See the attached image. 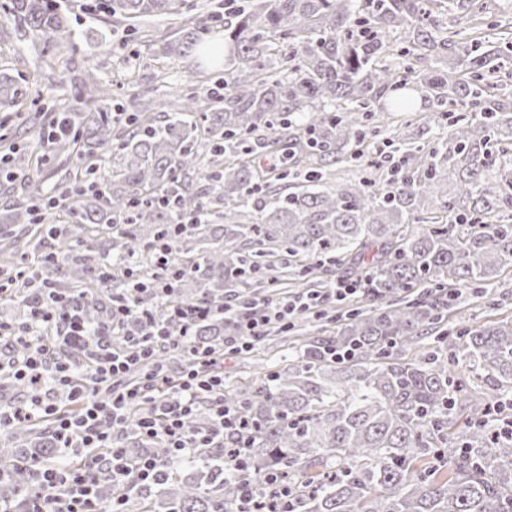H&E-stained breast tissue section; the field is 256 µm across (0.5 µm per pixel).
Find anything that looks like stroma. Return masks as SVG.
Returning a JSON list of instances; mask_svg holds the SVG:
<instances>
[{
  "instance_id": "35a3bbf8",
  "label": "stroma",
  "mask_w": 512,
  "mask_h": 512,
  "mask_svg": "<svg viewBox=\"0 0 512 512\" xmlns=\"http://www.w3.org/2000/svg\"><path fill=\"white\" fill-rule=\"evenodd\" d=\"M71 25L87 31V38L75 41L67 54L79 66L96 71L102 83V104L108 111L130 104L132 91L162 98L168 87L189 91L197 86H216L223 77L222 69L206 64L196 55L170 57L163 55L165 38L175 35L183 20L212 16L210 40L223 42L224 21L234 8V0H182L180 12L171 17L147 18L137 22L116 21L104 0H68ZM17 22L10 14L0 11V69L12 75L27 90L26 97L11 106H0V152L8 146L28 148L39 130L48 128L60 96L59 84L67 80L63 65L44 66L38 59L39 43L17 38ZM382 113L372 114L370 126L380 128L374 150L364 158L331 167L324 177L330 185L345 184L369 175L385 178V168L378 162L389 153V130L382 127ZM500 306L489 308L484 299L469 297L464 321H450L449 334L461 327L482 325L512 316V267H506L493 286ZM334 335L335 327L308 318L289 331L287 341L274 345L261 341L253 347L248 365L236 359L224 364L226 386L230 389L253 385L259 370L275 372L296 363L299 348L314 335Z\"/></svg>"
}]
</instances>
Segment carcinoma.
Returning a JSON list of instances; mask_svg holds the SVG:
<instances>
[{
    "label": "carcinoma",
    "instance_id": "cac0c4a2",
    "mask_svg": "<svg viewBox=\"0 0 512 512\" xmlns=\"http://www.w3.org/2000/svg\"><path fill=\"white\" fill-rule=\"evenodd\" d=\"M439 0H247L224 24V80L229 88H199L167 103L155 119L150 100L133 96L139 116L115 117L99 106V77L90 68L77 94L57 107L75 134L53 138L51 156L75 159L50 187L36 183L14 195L16 177L31 172L32 153L5 154L0 192L9 198L0 222V271L10 276L25 246L54 240L56 213L67 229L54 274L62 290L83 298L91 322L100 297L152 300L138 283L154 279V258L130 278L119 268L173 233L184 216L196 220L173 238L172 259L187 268L179 288L219 302L226 292L276 288L275 264L298 269L296 286L348 266L366 294L337 317L334 336H314L299 362L253 387L224 393L253 432L249 461L275 471L293 492L295 512H512V436L487 419L489 404L473 398L445 365L448 321L462 317L460 297L485 289L512 266V170L496 167L493 151H512V93L500 60L512 56V32L488 49L473 36L457 39L458 16L435 15ZM177 0H109L112 16L140 19L176 14ZM55 58L79 34L60 0H7ZM210 29L199 19L162 44L169 56L196 49ZM426 60L400 73L387 56ZM395 87L410 93L387 110L412 112L416 98L460 104L448 130L424 142H396L397 172L383 183L361 180L330 188L323 172L359 159L376 137L365 123ZM15 80L0 76V104L18 99ZM288 152L293 166L261 170L256 156ZM86 176L98 186L76 195ZM236 208L225 224L220 206ZM111 232L108 247L93 233ZM118 265L101 283L103 258ZM229 324L202 322L195 342L222 349ZM432 338L434 350L416 352ZM464 358L487 372L495 390L512 387V317L463 331ZM468 415L465 433L450 431ZM210 400L200 398L192 430L208 426ZM34 431L17 428L0 444V466L28 456ZM192 473L128 496L126 512H233L238 479L205 450ZM31 490L24 474L0 486V498L20 501Z\"/></svg>",
    "mask_w": 512,
    "mask_h": 512
}]
</instances>
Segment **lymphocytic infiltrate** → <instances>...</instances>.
<instances>
[{"label":"lymphocytic infiltrate","mask_w":512,"mask_h":512,"mask_svg":"<svg viewBox=\"0 0 512 512\" xmlns=\"http://www.w3.org/2000/svg\"><path fill=\"white\" fill-rule=\"evenodd\" d=\"M153 251L161 270L154 283L155 304H129L111 300L105 319L98 324L97 341L89 352L90 364L84 378L73 375L68 359L58 347H81L88 338L79 299L56 291L50 276L59 262L54 252H45L22 263L15 279L32 283L35 298L23 299L26 310L18 320H0V342L20 349L21 357L7 367L29 386L19 406L0 409V432L39 418L48 424L53 448L60 456H82V465L37 462L29 465L33 490L24 512H124L123 496L102 504L97 495L101 482L115 486L133 484L147 488L163 474L164 466L147 451L132 453L127 445L126 427L134 425L139 442L164 443L173 458L191 459L201 449L220 448L225 471L242 479L238 512H293L291 493L275 472L254 476L246 448L251 436L248 424L234 407L224 402L222 362L239 350L253 348L266 334L269 323L290 325L300 314H316L326 304L354 294L350 284L335 283L306 298L278 297L262 305L247 299H226L216 307L206 301L184 302L159 309L158 303L184 275V268L169 261V246L158 242ZM181 325L178 336H170L160 314ZM223 314L234 324L224 339V351L213 356L198 352L195 328L214 314ZM135 318L144 325L143 337L127 335L124 324ZM167 319V320H168ZM180 350L198 356V368L182 372L179 378L156 369L159 349ZM140 365L137 382H126L133 365ZM210 393L213 424L204 430L187 426L202 393ZM235 439L225 448V436Z\"/></svg>","instance_id":"f902f5d3"}]
</instances>
